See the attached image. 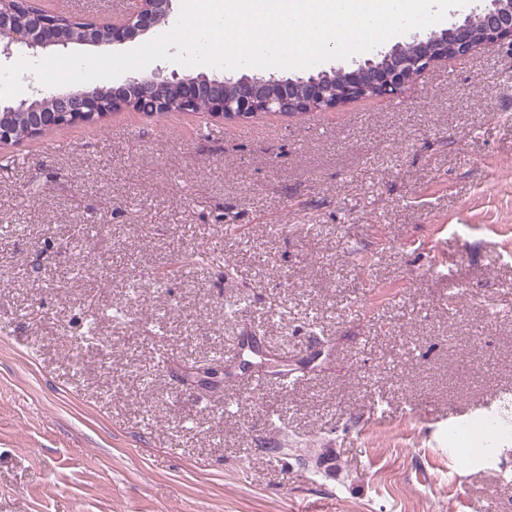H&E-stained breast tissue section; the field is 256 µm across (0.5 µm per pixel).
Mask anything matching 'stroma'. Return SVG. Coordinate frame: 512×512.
Listing matches in <instances>:
<instances>
[{"label": "stroma", "instance_id": "1", "mask_svg": "<svg viewBox=\"0 0 512 512\" xmlns=\"http://www.w3.org/2000/svg\"><path fill=\"white\" fill-rule=\"evenodd\" d=\"M0 153V512H512V50ZM250 333L301 383L184 381Z\"/></svg>", "mask_w": 512, "mask_h": 512}]
</instances>
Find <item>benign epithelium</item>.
Wrapping results in <instances>:
<instances>
[{
	"label": "benign epithelium",
	"mask_w": 512,
	"mask_h": 512,
	"mask_svg": "<svg viewBox=\"0 0 512 512\" xmlns=\"http://www.w3.org/2000/svg\"><path fill=\"white\" fill-rule=\"evenodd\" d=\"M173 0H129L122 12L108 21L75 18L64 13L47 12L35 0H0V55L14 51L32 54L39 50H65L80 35L84 45L104 47L135 38L161 24L172 11ZM482 11L424 39L413 38L407 45L397 44L380 54L377 60H366L347 71L344 96L329 98L324 79L329 72L321 70L306 78L265 79L242 76L210 78L203 74L182 75L159 81L154 77L102 89L68 95L43 94L38 99H22L13 105L0 106V145L16 142L11 116L16 112L31 115L32 129L40 132L46 126L55 129L76 124H91L112 111L142 112L163 116L171 112L191 113L205 105L209 114L222 117L229 113L237 119L253 117L261 112L280 113L285 106L300 102L306 112H326L366 96L398 98L409 88L408 73L416 68L428 71L448 60L443 55L451 47L454 57L465 58L482 46L512 48V8L504 0H488ZM176 87V103L168 98Z\"/></svg>",
	"instance_id": "1"
}]
</instances>
